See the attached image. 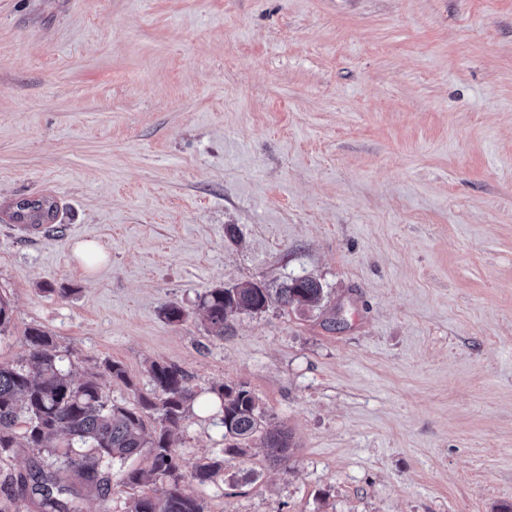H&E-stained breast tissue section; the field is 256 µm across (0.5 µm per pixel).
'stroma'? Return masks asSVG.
<instances>
[{"label":"stroma","instance_id":"1","mask_svg":"<svg viewBox=\"0 0 512 512\" xmlns=\"http://www.w3.org/2000/svg\"><path fill=\"white\" fill-rule=\"evenodd\" d=\"M46 194L49 235L0 221V363L42 328L75 378L121 363L128 406L183 370L206 512L512 507V0H0V201ZM298 276L322 307L207 332L209 290ZM220 384L288 428L286 463L221 455ZM15 432L0 512H41L16 480L51 459ZM148 465L83 512H127Z\"/></svg>","mask_w":512,"mask_h":512}]
</instances>
